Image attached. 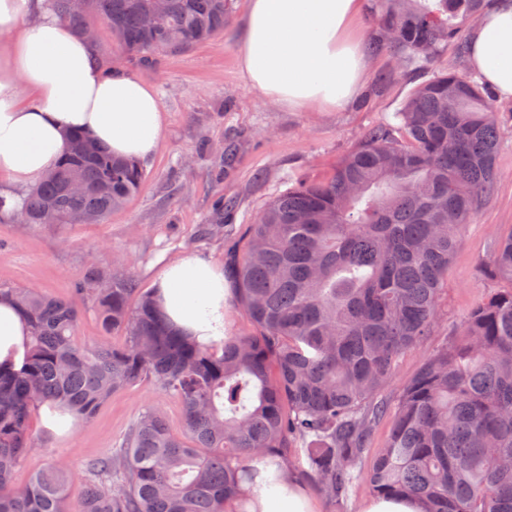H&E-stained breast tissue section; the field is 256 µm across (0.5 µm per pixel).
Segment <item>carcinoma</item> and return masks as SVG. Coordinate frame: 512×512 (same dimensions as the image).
Returning a JSON list of instances; mask_svg holds the SVG:
<instances>
[{"label": "carcinoma", "mask_w": 512, "mask_h": 512, "mask_svg": "<svg viewBox=\"0 0 512 512\" xmlns=\"http://www.w3.org/2000/svg\"><path fill=\"white\" fill-rule=\"evenodd\" d=\"M78 33L96 15L127 56L151 64L224 30L234 0H49ZM488 0H381L373 49L428 61L463 45L462 30ZM324 179L273 197L247 225L227 265L235 306L253 336L224 324L205 345L173 327L153 297L132 299L129 278L97 287L91 265L69 299L0 287L29 326L24 367L0 370V512H248L257 465L302 452L308 476L332 500L360 478L373 426L392 416L365 475L377 496L410 497L423 512H512V231L492 242L485 267L496 288L464 318L458 336L429 352L392 402L382 398L400 357L438 318L461 235L499 173L501 120L488 88L439 72L413 88ZM73 173L85 190L68 188ZM104 179L107 193L96 190ZM140 163L82 133L55 172L16 204L27 224H64L82 213L100 224L143 186ZM121 345L78 340L79 305ZM151 382L178 398L184 430L140 410L122 443L82 464L83 492L69 505L70 467L42 448L22 486L14 470L34 449L31 417L57 403L80 421L116 392Z\"/></svg>", "instance_id": "cac0c4a2"}]
</instances>
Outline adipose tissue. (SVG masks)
Masks as SVG:
<instances>
[{
    "label": "adipose tissue",
    "mask_w": 512,
    "mask_h": 512,
    "mask_svg": "<svg viewBox=\"0 0 512 512\" xmlns=\"http://www.w3.org/2000/svg\"><path fill=\"white\" fill-rule=\"evenodd\" d=\"M363 0H248L238 59L245 81L291 112L336 111L362 93L370 59L359 29ZM468 67L512 100V0H495L472 27ZM165 112L153 87L127 71L105 72L94 48L47 0H0V195L36 187L79 131L137 161L158 150ZM153 296L172 324L202 343L224 336V273L185 255L167 264ZM29 330L0 299V369L20 370ZM251 512H315L287 469L257 478Z\"/></svg>",
    "instance_id": "1"
}]
</instances>
